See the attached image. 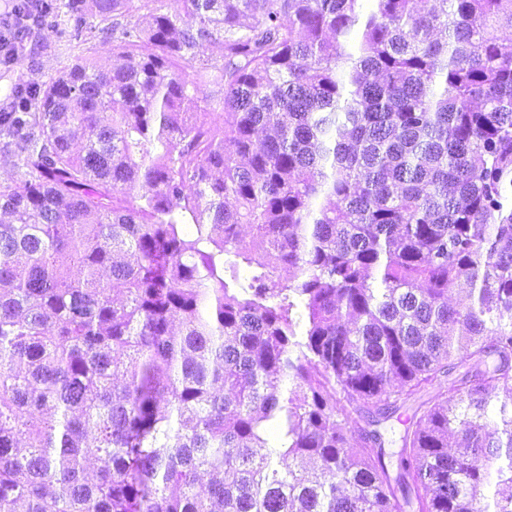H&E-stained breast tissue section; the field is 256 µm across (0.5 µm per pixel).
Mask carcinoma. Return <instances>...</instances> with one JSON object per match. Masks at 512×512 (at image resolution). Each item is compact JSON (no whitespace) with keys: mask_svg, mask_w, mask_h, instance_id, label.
<instances>
[{"mask_svg":"<svg viewBox=\"0 0 512 512\" xmlns=\"http://www.w3.org/2000/svg\"><path fill=\"white\" fill-rule=\"evenodd\" d=\"M150 2L15 4L0 512H512V0ZM18 31L0 29V106L7 102L9 91L18 82H41L58 74L65 63H70L78 55L85 53L84 46L60 42L54 22L49 19L40 30L35 31L25 41L22 54L10 60L13 39ZM2 52L3 62L2 64ZM35 61V64L33 63ZM2 64V65H1Z\"/></svg>","mask_w":512,"mask_h":512,"instance_id":"obj_1","label":"carcinoma"}]
</instances>
